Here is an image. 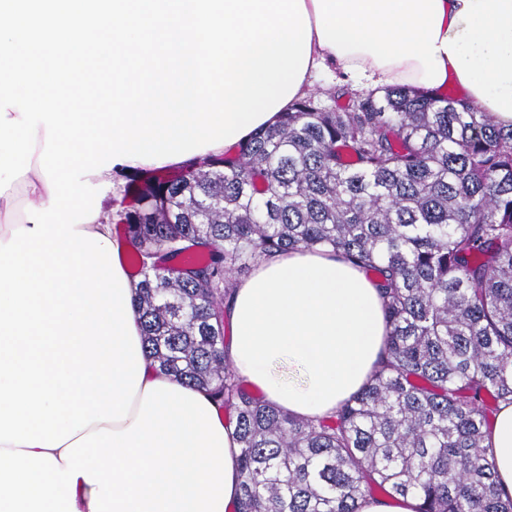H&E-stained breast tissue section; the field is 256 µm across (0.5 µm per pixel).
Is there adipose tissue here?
<instances>
[{
	"mask_svg": "<svg viewBox=\"0 0 512 512\" xmlns=\"http://www.w3.org/2000/svg\"><path fill=\"white\" fill-rule=\"evenodd\" d=\"M309 76L334 63L356 88L457 84L496 124L512 126V0H304ZM302 81L295 97L307 96ZM39 163L0 195V240L49 204ZM224 353L266 401L304 417L336 411L378 370L387 324L360 267L307 249L261 260L224 302ZM295 367L300 380L285 377ZM485 445L512 496V404ZM240 447L219 405L144 361L126 420L94 422L56 449L0 444V512H231Z\"/></svg>",
	"mask_w": 512,
	"mask_h": 512,
	"instance_id": "ef3b65f1",
	"label": "adipose tissue"
}]
</instances>
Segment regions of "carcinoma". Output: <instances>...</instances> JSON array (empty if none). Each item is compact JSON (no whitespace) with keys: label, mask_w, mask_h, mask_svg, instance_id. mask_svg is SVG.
Segmentation results:
<instances>
[{"label":"carcinoma","mask_w":512,"mask_h":512,"mask_svg":"<svg viewBox=\"0 0 512 512\" xmlns=\"http://www.w3.org/2000/svg\"><path fill=\"white\" fill-rule=\"evenodd\" d=\"M143 343L208 389L241 446L232 512H512L483 440L512 402V128L460 96L308 97L248 141L131 183L115 221ZM330 248L373 275L385 358L333 414L301 419L224 357V299L263 256ZM419 501L412 497H397L395 499H383L361 501L359 512H416Z\"/></svg>","instance_id":"cac0c4a2"}]
</instances>
